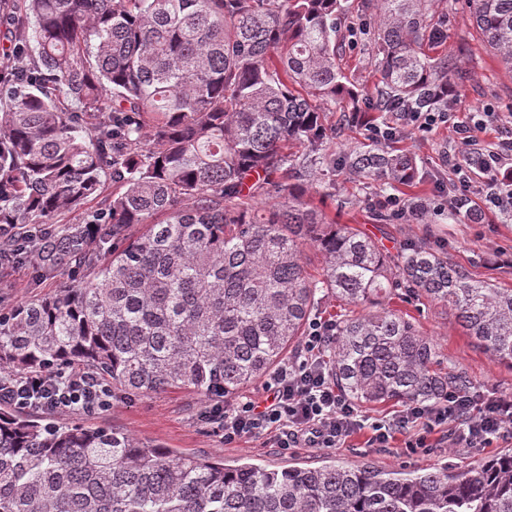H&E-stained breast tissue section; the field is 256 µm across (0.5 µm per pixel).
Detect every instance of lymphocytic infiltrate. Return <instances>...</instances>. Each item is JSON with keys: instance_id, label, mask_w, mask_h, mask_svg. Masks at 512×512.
I'll return each instance as SVG.
<instances>
[{"instance_id": "obj_1", "label": "lymphocytic infiltrate", "mask_w": 512, "mask_h": 512, "mask_svg": "<svg viewBox=\"0 0 512 512\" xmlns=\"http://www.w3.org/2000/svg\"><path fill=\"white\" fill-rule=\"evenodd\" d=\"M410 122L421 129L451 125L463 144L475 140L476 131L499 125V113L485 111L472 116L470 123L458 122L452 112H412ZM487 178L474 185L466 165L456 164L452 197L456 209L468 207L472 193L482 194L489 208L512 213V141L502 150L478 157ZM331 322L316 318L309 325L299 356L285 363L264 383V394L256 399L212 404L205 416L221 428L225 442L246 437L268 436L274 447L299 445L335 448L351 434L370 429V443L388 447L395 433L404 431L405 447L414 452L429 447L436 427L455 423L452 440L458 448H486L512 435V396L492 395L482 401L449 393L434 405L404 404L389 420L367 421L358 409L337 390L323 359L333 337ZM0 401L15 407L49 411L86 412L109 403V394L90 374H74L62 369L28 374L0 387Z\"/></svg>"}]
</instances>
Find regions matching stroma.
Instances as JSON below:
<instances>
[{
    "instance_id": "1",
    "label": "stroma",
    "mask_w": 512,
    "mask_h": 512,
    "mask_svg": "<svg viewBox=\"0 0 512 512\" xmlns=\"http://www.w3.org/2000/svg\"><path fill=\"white\" fill-rule=\"evenodd\" d=\"M446 50L449 54L462 56V75L453 84L450 111L456 112L462 121L467 120L470 113L486 109L506 118L512 116V74L484 47L476 31L464 20H457L452 28ZM394 145L420 157V174L424 181L416 187L396 192L392 197L376 195L374 205H385L393 198L405 207L433 190L447 189L452 177L451 166L465 151L453 130L445 126L422 131L410 125H400ZM324 208L335 212L337 222L357 227L377 238L392 252L409 240L440 242L447 249L449 259L467 266L476 278L493 281L502 288H512L510 215L489 210L473 219L459 215L451 220L447 215L438 214L429 224H379L373 219L371 207L359 205L339 212L334 201L329 199ZM391 306L410 315L424 334L436 339L444 364L465 372L474 391L512 394V368L493 359L474 338L467 336L450 309L418 307L396 299L392 300ZM206 406V399L192 391L172 389L148 397L116 394L107 408L84 413L59 412L55 418L61 423L113 427L178 454L220 457L228 465L248 460L271 468L293 464L318 466L333 458L347 464L369 462L381 469L400 466L432 470L446 463L464 469L503 449L512 448V439H506L487 448H432L409 454L398 447H369V434L365 431L349 437L339 448L301 446L284 450L271 447L263 436L228 444L223 432L204 418Z\"/></svg>"
}]
</instances>
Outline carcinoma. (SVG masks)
I'll return each mask as SVG.
<instances>
[{"label":"carcinoma","instance_id":"1","mask_svg":"<svg viewBox=\"0 0 512 512\" xmlns=\"http://www.w3.org/2000/svg\"><path fill=\"white\" fill-rule=\"evenodd\" d=\"M460 11L512 74V0H368L352 20L341 0H0L23 60L0 64V272L81 275L0 309V368L228 400L289 360L333 296L326 351L352 403L470 393L410 316L375 310L400 290L449 308L512 365V288L429 242L390 254L311 199L310 182L338 169L381 190L416 182V156L385 142L406 112L448 111L458 61L436 53ZM359 46L378 75L370 97L339 65ZM376 112L394 115L382 135ZM354 125L373 134L336 157L330 143ZM445 209L454 218L437 194L410 217ZM0 512H512V449L465 470L233 467L0 411Z\"/></svg>","mask_w":512,"mask_h":512}]
</instances>
